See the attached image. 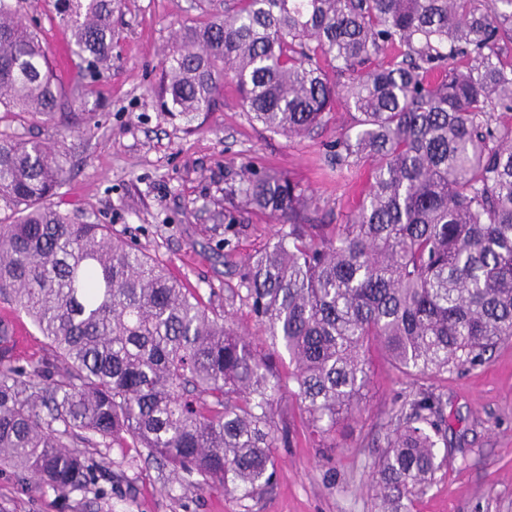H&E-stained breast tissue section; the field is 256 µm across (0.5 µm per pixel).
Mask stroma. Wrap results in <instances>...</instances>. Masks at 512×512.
Returning <instances> with one entry per match:
<instances>
[{
    "mask_svg": "<svg viewBox=\"0 0 512 512\" xmlns=\"http://www.w3.org/2000/svg\"><path fill=\"white\" fill-rule=\"evenodd\" d=\"M21 13L37 24L57 74L69 82L75 60L56 0H23ZM196 16L190 0H125L112 64L87 96L92 117L66 135L70 177L52 203L76 219L111 225L205 304L231 313L239 332L260 346L264 337L249 308L231 295L278 225L248 206H230L226 172L248 165L288 176L315 199L319 224L345 220L370 172L330 164L326 145L351 121L341 103L326 131L293 141L253 123L231 83L212 111L188 118L165 112L154 89L175 32ZM227 209L234 223L216 225L215 213ZM370 378L332 448L316 446L293 400L279 402L294 444L278 449L277 481L260 496L244 499L219 483L199 489L147 460L145 449L101 444L85 448V457L110 475L81 493L33 488L0 464V512H378L372 476L384 437L401 404L423 390L440 398L448 430L439 450L444 464L410 512H512V341L480 365L425 381L403 376L375 351Z\"/></svg>",
    "mask_w": 512,
    "mask_h": 512,
    "instance_id": "stroma-1",
    "label": "stroma"
}]
</instances>
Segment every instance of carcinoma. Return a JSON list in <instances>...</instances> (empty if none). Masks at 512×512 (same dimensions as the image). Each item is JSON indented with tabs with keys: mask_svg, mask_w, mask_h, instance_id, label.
I'll list each match as a JSON object with an SVG mask.
<instances>
[{
	"mask_svg": "<svg viewBox=\"0 0 512 512\" xmlns=\"http://www.w3.org/2000/svg\"><path fill=\"white\" fill-rule=\"evenodd\" d=\"M21 0H0V120L85 119L61 87ZM120 0H58L81 78L110 66ZM162 73L165 111L212 110L235 84L250 119L289 139L325 127L348 78L355 133L336 169L370 167L342 224L285 175L243 168L225 195L281 229L234 296L268 337L257 348L159 262L49 203L68 177L62 142L0 132V295L48 341L28 366L0 324V462L65 494L102 471L78 444L145 448L175 475L243 498L276 476L292 443L288 393L320 448L369 385L377 345L399 373L453 374L512 339V0H195ZM389 48L398 54L382 61ZM288 353L283 363L280 351ZM448 423L428 392L403 404L375 472L381 512H410L441 468Z\"/></svg>",
	"mask_w": 512,
	"mask_h": 512,
	"instance_id": "cac0c4a2",
	"label": "carcinoma"
}]
</instances>
